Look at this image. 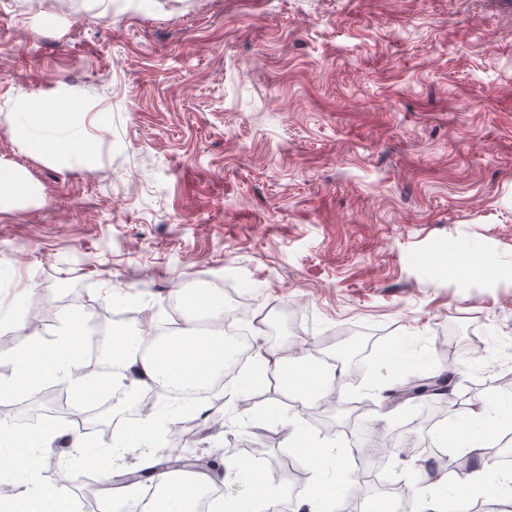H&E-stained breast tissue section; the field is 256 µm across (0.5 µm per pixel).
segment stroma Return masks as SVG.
<instances>
[{
  "mask_svg": "<svg viewBox=\"0 0 512 512\" xmlns=\"http://www.w3.org/2000/svg\"><path fill=\"white\" fill-rule=\"evenodd\" d=\"M66 89L109 121L89 166L49 163L0 122V160L44 200L0 210L12 278L0 309L39 318L152 311L167 322L180 288H220L253 350L324 354L336 397L303 424L282 387L204 400L164 420L169 447L196 463L251 457L287 474L293 512L314 470L290 457L289 425L332 441L399 445L342 497L404 512L421 475L456 485L475 459L443 442L512 373V0H0V118L20 96ZM495 268L448 270L446 254ZM126 291L110 303V290ZM415 364L350 355L362 331ZM447 372L449 394L403 402L390 390ZM58 433L31 481L69 471L75 512L102 502L75 466L68 415L38 395L9 418Z\"/></svg>",
  "mask_w": 512,
  "mask_h": 512,
  "instance_id": "1",
  "label": "stroma"
}]
</instances>
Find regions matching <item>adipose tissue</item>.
Segmentation results:
<instances>
[{"label":"adipose tissue","instance_id":"obj_1","mask_svg":"<svg viewBox=\"0 0 512 512\" xmlns=\"http://www.w3.org/2000/svg\"><path fill=\"white\" fill-rule=\"evenodd\" d=\"M6 123L11 137L42 159L83 166L90 164L102 128L101 115L95 112L93 104L75 99L63 90L52 96L31 94L17 99ZM42 196L41 187L25 169L0 163V208ZM178 296L189 316L166 340L152 338L156 320L151 314L138 332L113 330L106 352L118 368L114 375L78 374L76 338L85 323L82 314L67 315L52 339L32 333L29 341L13 353V374L9 380L0 381V397L25 398L50 377L69 380L79 403L109 392L117 377L127 381L132 395L154 388L193 391L212 385L223 378L233 354L224 342V296L209 288H183ZM256 360L265 372L275 375L306 403L322 400L331 391V377L310 355L288 358L269 348L258 354ZM168 413V408L154 405L117 425L112 431L111 448L96 454L82 452L78 431H71L69 440L78 452L79 464L98 471L107 480L122 449L148 448L149 455L141 467L150 471V481L157 490L149 503L150 512H193L195 502L202 498L207 501V512H224V497L214 494L213 481L181 482L174 480L170 471L161 469L160 463L169 455L170 448L160 436L159 426ZM51 437L48 431L22 432L1 423L0 469L36 473L40 465L38 447L48 444ZM224 475L245 479L242 496L233 505L235 512H277L288 493L285 476L253 471L250 462L239 456L225 458ZM207 489L212 490V497H204ZM25 504L33 506L35 512H72L69 489L63 482L21 497L0 498V512H18L19 506Z\"/></svg>","mask_w":512,"mask_h":512}]
</instances>
